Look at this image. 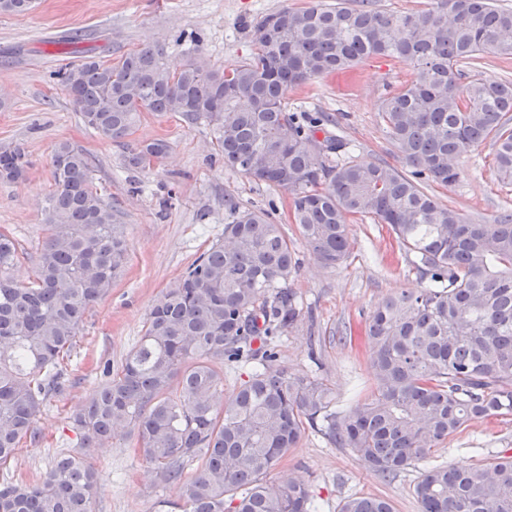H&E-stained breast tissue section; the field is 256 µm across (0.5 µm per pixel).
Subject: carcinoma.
Returning a JSON list of instances; mask_svg holds the SVG:
<instances>
[{
	"label": "carcinoma",
	"instance_id": "obj_1",
	"mask_svg": "<svg viewBox=\"0 0 512 512\" xmlns=\"http://www.w3.org/2000/svg\"><path fill=\"white\" fill-rule=\"evenodd\" d=\"M32 3L0 0V14ZM255 41L254 56L224 73L195 59L172 72L163 49L144 46L115 65L90 57L56 78L84 124L124 146L134 168L169 150L164 139L130 141L140 113L211 126L225 166L291 194L293 222L326 267L347 259L350 220L390 227L426 285L373 310L371 394L340 416L332 388L278 364L271 340L301 317L289 284L294 250L266 210L226 194L224 238L158 300L124 363L73 415L82 448L35 484L0 482V512H92L98 474L88 453L118 426L138 437L163 481L180 484L179 512H317L304 482L267 479L308 427L384 477L425 465L415 485L421 512H512V455L485 466L430 463L433 447L471 418L512 415V214L473 224L421 189L457 182L455 160L488 139L498 178L512 185V81L464 83L461 69L512 56V9L432 0L428 10L395 13L369 0H315L266 16ZM374 56L414 63L411 81L381 106L408 175L333 160L342 139L319 140L317 122L288 112L289 88ZM52 165L45 237L25 285L10 272L27 254L0 232V467L40 441L36 418L60 386L85 314L128 261L125 225L94 185L89 155L63 142ZM27 167L22 145L0 151L1 179L18 181ZM216 361L252 365L227 398ZM339 512L393 508L349 497Z\"/></svg>",
	"mask_w": 512,
	"mask_h": 512
}]
</instances>
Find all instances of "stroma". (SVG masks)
Masks as SVG:
<instances>
[{
    "label": "stroma",
    "mask_w": 512,
    "mask_h": 512,
    "mask_svg": "<svg viewBox=\"0 0 512 512\" xmlns=\"http://www.w3.org/2000/svg\"><path fill=\"white\" fill-rule=\"evenodd\" d=\"M310 0H35L34 8L0 15V149L24 144L30 167L16 183L0 180V229L11 231L28 261L12 271L29 282L31 256L44 237L52 189L55 147H82L94 163L95 184L126 226L129 262L111 293L89 308L65 369L62 391L51 394L36 422L39 442L24 444L0 481L33 483L61 455L80 446L72 425L76 409L103 382L104 363L120 368L142 334L145 319L192 262L224 235V196L267 210L292 242L299 266L290 281L303 304L300 321L280 334L279 363L292 375L323 379L336 393V408L348 413L369 395L373 381L362 330L371 311L390 295L423 288L394 234L368 220L351 223L352 247L339 266H324L290 218L289 193L224 165L210 127H187L177 116L142 113L135 140L162 138L168 154L149 171L129 167L121 147L87 128L55 71L89 56L118 61L135 48L160 45L170 69L200 57L218 72L250 59L254 31L266 15ZM81 40H73L74 32ZM412 64L372 57L349 73L314 79L288 92V109L324 120L348 144L349 156L406 164L388 136L381 102L411 80ZM494 149L485 142L457 159L459 181L431 185L430 194L473 223L512 212V185L499 182ZM136 435L117 430L113 441L90 458L99 472L93 512H161L179 499V486L161 480L138 453ZM512 455V416L470 420L436 445V464L482 466ZM314 493L319 512H339L350 496H381L394 512H420L414 487L421 466L386 478L369 470L349 450L334 447L310 429L280 464Z\"/></svg>",
    "instance_id": "stroma-1"
}]
</instances>
